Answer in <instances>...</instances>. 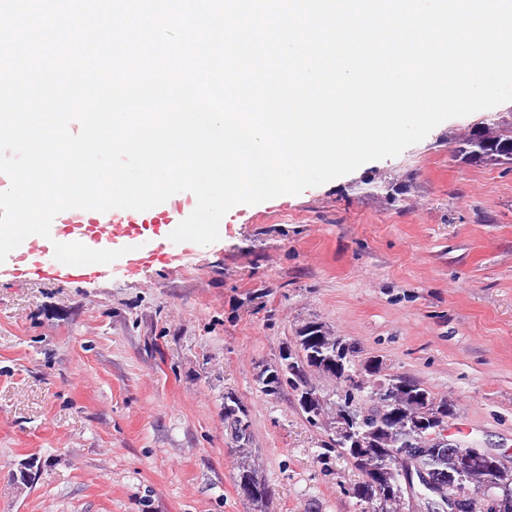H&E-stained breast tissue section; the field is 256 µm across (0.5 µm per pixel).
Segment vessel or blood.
<instances>
[{
	"label": "vessel or blood",
	"instance_id": "vessel-or-blood-1",
	"mask_svg": "<svg viewBox=\"0 0 512 512\" xmlns=\"http://www.w3.org/2000/svg\"><path fill=\"white\" fill-rule=\"evenodd\" d=\"M186 201L171 196L167 201L141 214L128 210L99 212L94 210L69 209L59 213L53 221L51 238H28L10 254L12 263L23 264L38 259L43 268L65 279L84 276L82 266L66 265L54 257L55 243H81L92 249H125V263L138 262V246L145 232L153 234L152 254L155 259L169 257L178 245L169 238V228L179 223L185 212Z\"/></svg>",
	"mask_w": 512,
	"mask_h": 512
}]
</instances>
